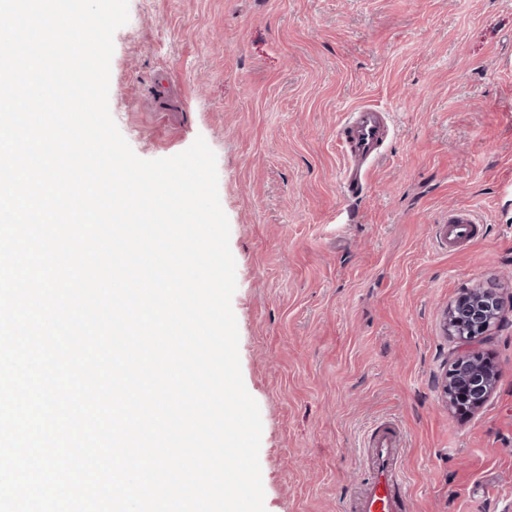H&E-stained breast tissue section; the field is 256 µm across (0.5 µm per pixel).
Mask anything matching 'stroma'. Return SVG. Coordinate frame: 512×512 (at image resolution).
<instances>
[{
  "mask_svg": "<svg viewBox=\"0 0 512 512\" xmlns=\"http://www.w3.org/2000/svg\"><path fill=\"white\" fill-rule=\"evenodd\" d=\"M364 105L394 133L351 195L337 132ZM109 107L141 158L216 154L266 512H352L385 420L413 512H512V312L484 406L440 388L449 305L512 292V0H129ZM458 207L482 229L449 253Z\"/></svg>",
  "mask_w": 512,
  "mask_h": 512,
  "instance_id": "1",
  "label": "stroma"
}]
</instances>
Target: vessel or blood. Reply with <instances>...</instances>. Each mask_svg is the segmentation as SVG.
<instances>
[{
  "mask_svg": "<svg viewBox=\"0 0 512 512\" xmlns=\"http://www.w3.org/2000/svg\"><path fill=\"white\" fill-rule=\"evenodd\" d=\"M386 135L382 112L363 106L349 113L338 129V141L345 157L342 184L348 191L362 189ZM477 222L467 214H453L435 227V239L451 250L470 244L477 234ZM367 477L356 494L355 512H409L411 499L402 468V444L398 429L379 424L369 435Z\"/></svg>",
  "mask_w": 512,
  "mask_h": 512,
  "instance_id": "b4317fda",
  "label": "vessel or blood"
}]
</instances>
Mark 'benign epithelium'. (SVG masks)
Returning <instances> with one entry per match:
<instances>
[{
	"mask_svg": "<svg viewBox=\"0 0 512 512\" xmlns=\"http://www.w3.org/2000/svg\"><path fill=\"white\" fill-rule=\"evenodd\" d=\"M505 312V301L497 288L470 289L448 308L447 331L465 350L450 361L441 388L448 408L460 415L478 411L497 387L499 372L495 365L485 352L468 346L490 336Z\"/></svg>",
	"mask_w": 512,
	"mask_h": 512,
	"instance_id": "benign-epithelium-1",
	"label": "benign epithelium"
}]
</instances>
